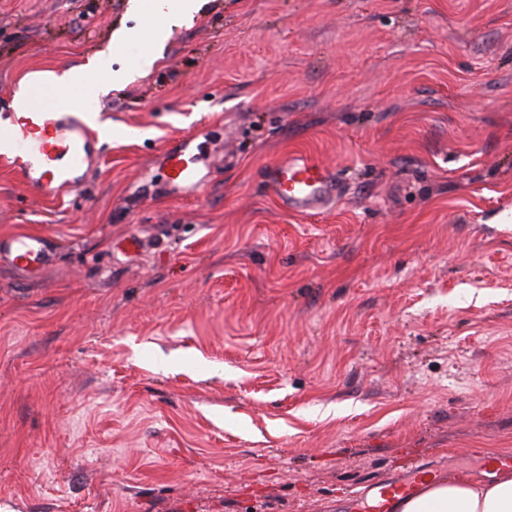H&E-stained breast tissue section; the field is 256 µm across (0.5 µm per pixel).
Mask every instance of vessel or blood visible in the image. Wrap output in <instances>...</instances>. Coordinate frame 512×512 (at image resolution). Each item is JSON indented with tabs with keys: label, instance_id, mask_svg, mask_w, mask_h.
Wrapping results in <instances>:
<instances>
[{
	"label": "vessel or blood",
	"instance_id": "obj_1",
	"mask_svg": "<svg viewBox=\"0 0 512 512\" xmlns=\"http://www.w3.org/2000/svg\"><path fill=\"white\" fill-rule=\"evenodd\" d=\"M89 97L60 98L43 90L31 94L24 111L0 114L7 132L0 136V162L16 169L22 190L30 196L71 191L79 187L91 168L98 140L88 114ZM188 138L166 141L156 158L169 185L180 196H196L207 174L197 164ZM263 176L282 207L296 213L325 209L339 196L335 172L308 153L297 151L266 166ZM0 260L30 277L40 276L53 262L46 239L32 235L0 237ZM426 480L419 465H411L398 484L375 481L366 490L353 492L346 512H391L395 498L415 495Z\"/></svg>",
	"mask_w": 512,
	"mask_h": 512
}]
</instances>
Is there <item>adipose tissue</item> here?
I'll use <instances>...</instances> for the list:
<instances>
[{
    "label": "adipose tissue",
    "instance_id": "ef3b65f1",
    "mask_svg": "<svg viewBox=\"0 0 512 512\" xmlns=\"http://www.w3.org/2000/svg\"><path fill=\"white\" fill-rule=\"evenodd\" d=\"M137 13H149L155 38L164 41L172 25L193 16L199 0H132ZM396 512H512V473H501L491 482L465 476L437 480L423 486L413 497L400 500Z\"/></svg>",
    "mask_w": 512,
    "mask_h": 512
}]
</instances>
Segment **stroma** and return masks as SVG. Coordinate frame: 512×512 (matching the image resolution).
<instances>
[{"mask_svg": "<svg viewBox=\"0 0 512 512\" xmlns=\"http://www.w3.org/2000/svg\"><path fill=\"white\" fill-rule=\"evenodd\" d=\"M152 25L0 0V102ZM93 110L76 190L0 164V236L55 257L0 263V512H337L410 459L512 455V0H202ZM185 137L193 198L148 177ZM294 150L341 181L322 213L262 182ZM158 58L159 56L155 52L147 51L130 66L112 71V85L126 84L135 80L136 77L145 75ZM0 260H5L28 277H38L53 262L47 240L32 235L0 237Z\"/></svg>", "mask_w": 512, "mask_h": 512, "instance_id": "35a3bbf8", "label": "stroma"}]
</instances>
